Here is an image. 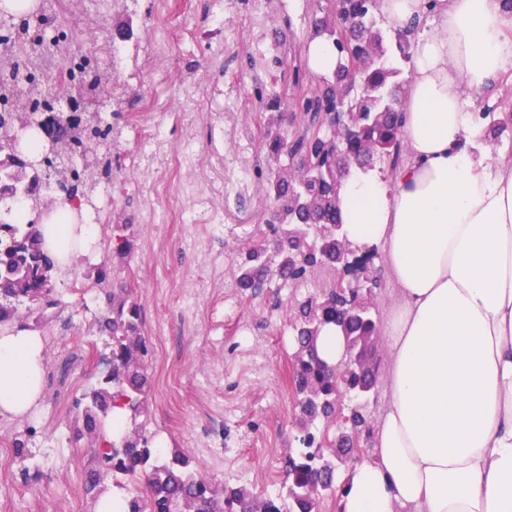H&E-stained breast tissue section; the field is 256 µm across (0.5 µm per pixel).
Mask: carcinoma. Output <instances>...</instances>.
I'll return each mask as SVG.
<instances>
[{
    "label": "carcinoma",
    "mask_w": 512,
    "mask_h": 512,
    "mask_svg": "<svg viewBox=\"0 0 512 512\" xmlns=\"http://www.w3.org/2000/svg\"><path fill=\"white\" fill-rule=\"evenodd\" d=\"M326 2V7L317 4L311 36L331 43L337 64L332 73L312 78L306 95L296 100L300 122L293 132L282 129L277 115L268 121L263 147L272 162L265 184L271 206L267 223L273 239L250 249L238 262L232 276L240 288L274 279L285 287L299 288L308 281L307 271L320 264L336 270L334 264H322L306 240L288 237V225L304 224L312 235L319 224L339 223L341 185L336 181V140L329 120L339 100L355 115L357 134L349 143L351 167L366 174L377 166L382 172L392 171L401 163V75L410 60V43L402 30L394 29L380 15L377 0ZM60 45L59 41L53 48L47 45L28 57L27 94L44 97L58 84L46 69V58L56 55ZM507 131L512 133V125L494 120L485 130V139L500 145ZM116 137L114 127L100 119L89 140ZM84 146L85 142H76L71 167L74 183L100 180L82 166ZM45 152V144L32 134L11 151L1 145L0 174L13 167L10 159L16 153L40 158ZM40 180V174H33L21 197L0 193V206L19 217L17 221L0 218V330L19 326L41 331L62 307L56 288L61 270L43 249L37 202L30 199ZM133 249L134 225H112V257L128 259ZM91 268L106 304L95 326L112 341V371L74 402L81 422L77 435L90 438L92 466L86 472L85 492L92 503H98L110 488L125 490L139 479L145 481L146 492L122 497L123 512H319L320 501L306 495L309 488L317 485L338 496L337 471L322 447L319 428L335 415L336 377L323 364L318 340L325 329L337 326L355 346L371 353L372 368L353 375L350 381L353 388L363 389L354 397L351 441L369 437L366 401L377 392L380 369L374 311L336 318L341 310L332 299L333 286L294 297L290 329L295 349L300 351L293 366L294 392L299 396L316 391L326 403L313 411L312 420L306 410L294 406L298 446L289 449L288 486L276 497H261L244 485L216 481L179 451L166 454L157 449L155 433L144 420L150 382L141 303L134 289L109 278L106 263Z\"/></svg>",
    "instance_id": "1"
}]
</instances>
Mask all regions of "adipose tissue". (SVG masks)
I'll return each mask as SVG.
<instances>
[{
    "label": "adipose tissue",
    "mask_w": 512,
    "mask_h": 512,
    "mask_svg": "<svg viewBox=\"0 0 512 512\" xmlns=\"http://www.w3.org/2000/svg\"><path fill=\"white\" fill-rule=\"evenodd\" d=\"M417 26L402 99L406 158L352 171L340 191L353 243L375 245L393 285L373 452L341 479V512H512V153H490L475 106L512 72L503 0H379ZM51 215L44 248L67 268L91 224ZM40 333L0 332V414L44 387Z\"/></svg>",
    "instance_id": "ef3b65f1"
}]
</instances>
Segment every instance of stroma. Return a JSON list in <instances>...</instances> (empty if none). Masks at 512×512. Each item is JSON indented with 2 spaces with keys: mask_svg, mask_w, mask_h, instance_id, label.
<instances>
[{
  "mask_svg": "<svg viewBox=\"0 0 512 512\" xmlns=\"http://www.w3.org/2000/svg\"><path fill=\"white\" fill-rule=\"evenodd\" d=\"M314 7L315 0H224V17L215 20L208 0H135L129 14L110 17L100 14L98 0H82L85 15L103 29L125 22L133 29L120 42L124 99L111 103L107 92L99 94L107 102L103 117L122 132L112 153L125 173L98 188L96 204L105 210L98 250L89 261H74L58 282L65 304L43 336L40 406L25 419L0 418V512H88L84 479L91 459L73 436V405L107 370L105 339L93 327L105 305L91 288V267L111 255L115 224L136 227L131 258L113 261L110 276L120 281L137 272L151 349V429L217 481L230 478L260 495L286 483L285 453L296 434L291 290L274 281L236 287L188 249V238L204 235L203 225L182 229L171 219L193 206L182 190L189 178L223 213L224 232L209 242L213 255L227 263L269 242V203L253 171L267 164L262 138L270 110L257 95L277 94L289 105L304 94L291 69L306 64ZM157 38L167 45L175 83L160 84L153 74ZM199 79L205 90L187 93ZM140 101L153 103L147 120L167 149L141 154L138 137L126 130L121 113ZM185 145L193 156L177 174L172 155ZM29 424L36 434L21 459L14 442ZM217 443L224 448L220 458L207 452Z\"/></svg>",
  "mask_w": 512,
  "mask_h": 512,
  "instance_id": "obj_1",
  "label": "stroma"
}]
</instances>
